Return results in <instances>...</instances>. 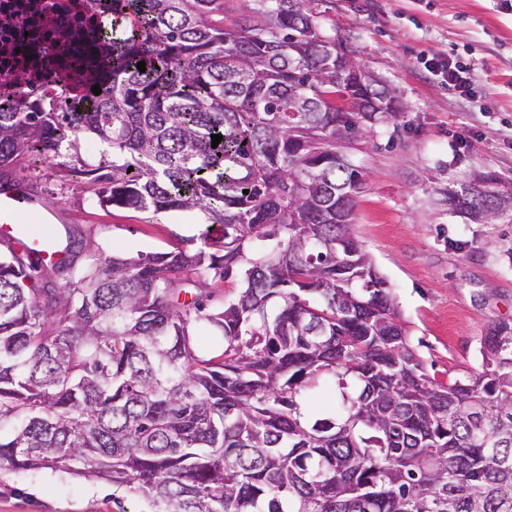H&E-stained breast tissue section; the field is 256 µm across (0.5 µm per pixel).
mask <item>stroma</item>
Masks as SVG:
<instances>
[{"mask_svg":"<svg viewBox=\"0 0 512 512\" xmlns=\"http://www.w3.org/2000/svg\"><path fill=\"white\" fill-rule=\"evenodd\" d=\"M320 32L349 41L362 70L401 102L347 150L367 175L355 233L386 279L429 373L462 378L482 364L481 340L512 325V214L475 223L453 211L449 191L480 177L512 191V0H315ZM461 59L481 101L429 78L427 60ZM28 194L17 223L67 229L77 266L91 253L133 257L198 240L204 212L148 214L100 203L97 188L48 162L19 170ZM0 512H148L137 494L103 478L48 465L0 466Z\"/></svg>","mask_w":512,"mask_h":512,"instance_id":"stroma-1","label":"stroma"}]
</instances>
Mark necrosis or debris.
<instances>
[{
  "instance_id": "1",
  "label": "necrosis or debris",
  "mask_w": 512,
  "mask_h": 512,
  "mask_svg": "<svg viewBox=\"0 0 512 512\" xmlns=\"http://www.w3.org/2000/svg\"><path fill=\"white\" fill-rule=\"evenodd\" d=\"M100 18L94 0H0V76L19 78L17 105L58 97L57 72L41 66L38 55L50 51L59 33L98 26ZM24 34L32 52L20 48Z\"/></svg>"
}]
</instances>
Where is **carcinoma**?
I'll use <instances>...</instances> for the list:
<instances>
[{"label": "carcinoma", "mask_w": 512, "mask_h": 512, "mask_svg": "<svg viewBox=\"0 0 512 512\" xmlns=\"http://www.w3.org/2000/svg\"><path fill=\"white\" fill-rule=\"evenodd\" d=\"M269 2L226 30L224 0H100L112 30L67 34L45 63L101 94L64 83L14 112L0 78V191L91 138L112 175L69 171L100 202L218 225L197 249L78 272L69 242L58 260L0 254V464H79L150 512H512V327L469 376L426 371L354 231L365 176L336 160L398 120L395 100L366 85L336 111L314 0ZM448 202L487 223L512 209L489 186ZM230 278L236 298L206 310L208 281Z\"/></svg>", "instance_id": "1"}]
</instances>
